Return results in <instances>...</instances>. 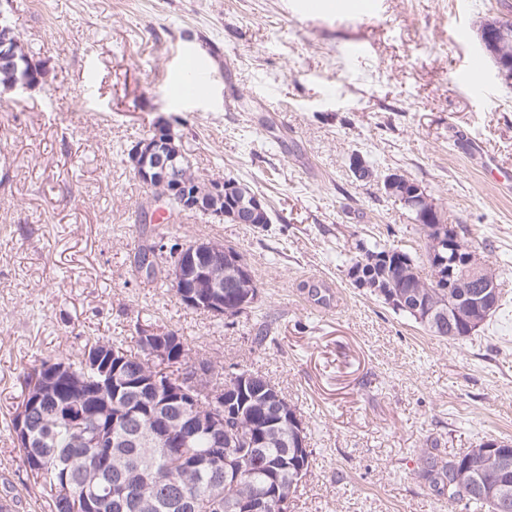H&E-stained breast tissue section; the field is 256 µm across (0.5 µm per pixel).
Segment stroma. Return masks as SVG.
<instances>
[{
    "mask_svg": "<svg viewBox=\"0 0 512 512\" xmlns=\"http://www.w3.org/2000/svg\"><path fill=\"white\" fill-rule=\"evenodd\" d=\"M336 2L311 15L302 0H9L48 70L0 98V491L14 512H49L6 425L24 371L139 327L175 330L192 359L257 372L296 405L314 462L289 512H449L416 450L512 440V186L493 176L512 170V86L478 38L512 0ZM204 44L207 85L181 95ZM161 125L202 177L264 197L271 223H142L156 206L129 152ZM393 173L498 273L505 305L467 340L430 336L348 276L361 240L424 252L414 213L384 192ZM159 240L239 251L254 312H196L134 273L135 245Z\"/></svg>",
    "mask_w": 512,
    "mask_h": 512,
    "instance_id": "35a3bbf8",
    "label": "stroma"
}]
</instances>
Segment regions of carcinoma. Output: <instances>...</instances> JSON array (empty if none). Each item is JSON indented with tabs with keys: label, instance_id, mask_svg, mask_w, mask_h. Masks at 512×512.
<instances>
[{
	"label": "carcinoma",
	"instance_id": "obj_1",
	"mask_svg": "<svg viewBox=\"0 0 512 512\" xmlns=\"http://www.w3.org/2000/svg\"><path fill=\"white\" fill-rule=\"evenodd\" d=\"M14 53L34 67L40 63L26 49L22 33H11ZM179 181L188 190L201 188L204 178L183 164ZM431 224L422 225L428 239L425 262L388 243H364L350 258L349 272L357 271L369 282L379 281L387 289L383 302L395 312L412 318L430 335L444 340H461L468 322L438 314L459 305L455 289L437 278V262L462 273L464 255L471 249L460 235L437 251L429 243ZM164 245L135 248L134 270L156 272L159 264L176 265L182 252ZM227 316L236 317L253 308L259 285L253 279L224 280L222 288ZM435 322H425L426 313ZM136 349L127 340L98 339L84 347L83 356L73 360L56 355L41 360L27 373L17 406L28 404L42 387L46 373L64 364L77 379H59L51 395L33 408L29 442H19L29 480L45 498L50 512H73L63 491L70 490L92 503L93 512H279V498H291L312 467L313 449L307 447V428L301 415L285 396H265L251 388L228 390L230 402L224 409V439L183 422L171 430L177 408L166 402L165 386L187 377L189 349L184 341L174 345L173 357L160 368L152 362L140 339ZM99 354L108 362L107 381L85 357ZM200 381L223 387L229 374L208 361H200ZM108 429L112 446L90 445L95 433ZM419 471L428 487L448 501L475 512H512V499L495 501L475 486L512 483V468L504 471L480 460H469V452L448 458L419 449ZM126 487V502L120 506L112 497V484Z\"/></svg>",
	"mask_w": 512,
	"mask_h": 512
}]
</instances>
